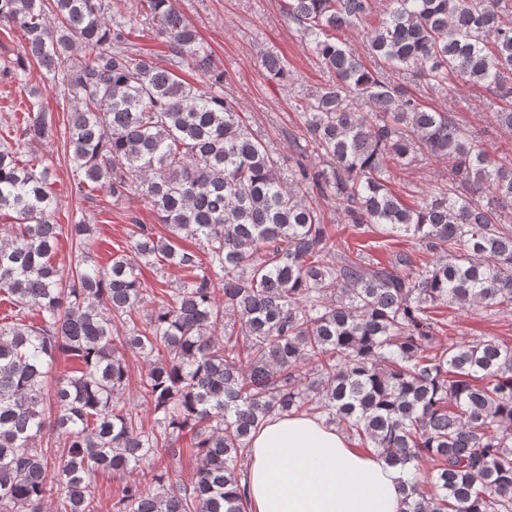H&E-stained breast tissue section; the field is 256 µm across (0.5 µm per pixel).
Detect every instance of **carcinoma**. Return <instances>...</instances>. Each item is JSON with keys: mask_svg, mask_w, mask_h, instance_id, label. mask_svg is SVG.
<instances>
[{"mask_svg": "<svg viewBox=\"0 0 512 512\" xmlns=\"http://www.w3.org/2000/svg\"><path fill=\"white\" fill-rule=\"evenodd\" d=\"M174 2L137 0L135 18L109 19V0H0V25L25 35L21 66L33 60L67 89L76 191L135 188L170 232L137 224L128 251L98 266L94 226L72 224L75 262L56 264L51 168L22 151L50 137L54 117L30 89L0 141V216L14 220L0 236V296L13 306L0 324V512H44L49 501L98 512L92 488L105 470L139 474L111 489L112 512H244L251 434L303 412L407 475L400 512H512V343L432 336L439 303L512 312V164L477 148L453 102L441 112L408 87H484L495 122L512 128V0H387L380 11L375 0H288L330 79L299 104L305 145L287 179ZM136 20L173 67L132 43ZM344 28L366 30L363 52L332 40ZM78 47L91 57L74 61ZM260 61L288 79L281 56ZM184 65L209 86L184 82ZM421 149L452 160L448 181L421 197L394 190L392 166ZM312 155L326 166L304 164ZM312 194L336 198L346 223L407 237L438 260L347 253ZM150 261L192 277L148 309L154 290L138 271ZM130 354L145 362L150 428L125 402ZM62 356L75 367L50 388ZM47 430L64 451L37 446ZM424 461L436 470L428 492Z\"/></svg>", "mask_w": 512, "mask_h": 512, "instance_id": "cac0c4a2", "label": "carcinoma"}]
</instances>
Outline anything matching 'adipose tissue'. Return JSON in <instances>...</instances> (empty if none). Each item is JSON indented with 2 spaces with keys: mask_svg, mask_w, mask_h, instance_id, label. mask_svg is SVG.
I'll list each match as a JSON object with an SVG mask.
<instances>
[{
  "mask_svg": "<svg viewBox=\"0 0 512 512\" xmlns=\"http://www.w3.org/2000/svg\"><path fill=\"white\" fill-rule=\"evenodd\" d=\"M246 470L247 512H400L401 470L313 416L269 418Z\"/></svg>",
  "mask_w": 512,
  "mask_h": 512,
  "instance_id": "1",
  "label": "adipose tissue"
}]
</instances>
